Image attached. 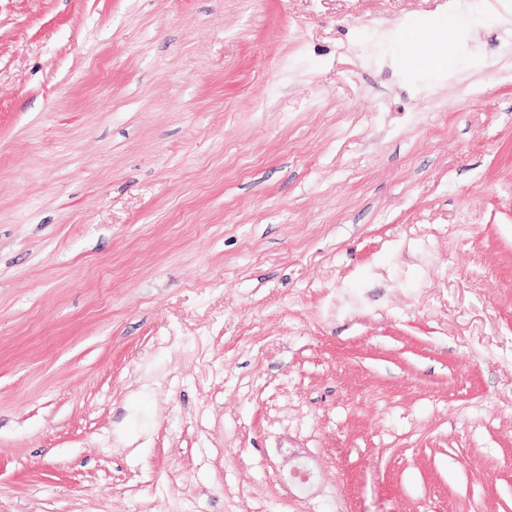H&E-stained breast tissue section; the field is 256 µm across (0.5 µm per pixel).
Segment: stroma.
<instances>
[{
    "instance_id": "stroma-1",
    "label": "stroma",
    "mask_w": 512,
    "mask_h": 512,
    "mask_svg": "<svg viewBox=\"0 0 512 512\" xmlns=\"http://www.w3.org/2000/svg\"><path fill=\"white\" fill-rule=\"evenodd\" d=\"M0 512H512V10L0 0Z\"/></svg>"
}]
</instances>
